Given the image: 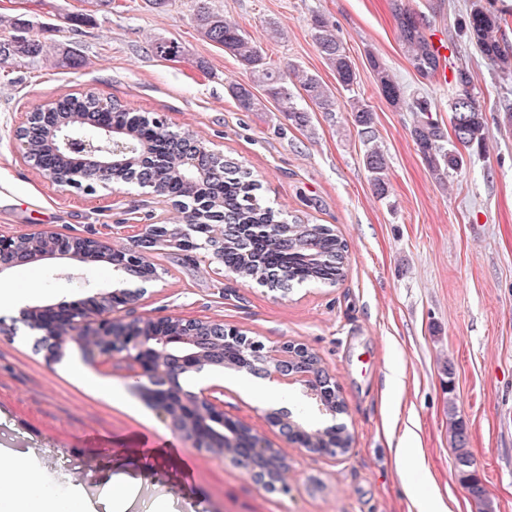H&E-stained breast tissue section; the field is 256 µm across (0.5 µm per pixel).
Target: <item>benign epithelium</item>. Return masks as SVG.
<instances>
[{"label": "benign epithelium", "mask_w": 512, "mask_h": 512, "mask_svg": "<svg viewBox=\"0 0 512 512\" xmlns=\"http://www.w3.org/2000/svg\"><path fill=\"white\" fill-rule=\"evenodd\" d=\"M42 116L41 112L29 113L15 134L22 158L34 167L36 149L30 130ZM88 125L98 129L97 138L81 136ZM48 127L50 140L59 147L62 163H67L75 150L87 157L81 179H72L64 167L52 175L54 183L83 191L93 190L97 183H112V145L122 144L126 132L114 130L110 124L100 125L89 115L57 116ZM163 228L174 233L182 226L146 225L142 235L126 248L128 265L113 262L112 245L96 237L66 236L50 230L0 236V272L38 260H83L103 250V262L113 270L151 281L157 278V271L146 255L163 241L164 236L160 235ZM139 296L138 290L110 289L97 294L91 308L85 300L77 299L26 309L22 320L36 327L37 348L49 360L58 361L66 351L77 349L90 361L110 360L117 355L131 361L136 366L137 388L151 396L172 432L192 442L193 447L212 459L230 460L264 487L288 493V481L284 479L288 464L279 449L269 447L250 425L224 413V402L214 396L218 387L193 391L180 383L190 372L216 367V358H224L225 350L247 342L246 334L219 321L181 316L145 315L128 321L121 312ZM252 346L260 355L273 356L275 360L251 365L247 372L286 385L336 389L318 356L307 346L288 340L270 348L262 342H254ZM265 420L299 444L306 438V431L284 409L267 412ZM228 428L234 430L230 438L224 437Z\"/></svg>", "instance_id": "7a95c632"}]
</instances>
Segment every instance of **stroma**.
Wrapping results in <instances>:
<instances>
[{"label": "stroma", "mask_w": 512, "mask_h": 512, "mask_svg": "<svg viewBox=\"0 0 512 512\" xmlns=\"http://www.w3.org/2000/svg\"><path fill=\"white\" fill-rule=\"evenodd\" d=\"M400 2L426 22L427 37L448 43L447 70L467 69L489 129L486 154L465 156L447 185L429 174L410 135L412 115L380 94L370 67L377 56L409 93L427 96L431 118L450 126L453 82L424 79L412 68L392 13ZM89 11L85 0H0V14L32 21L48 42L73 47L83 67L31 71L0 67V235L50 228L132 244L165 205L152 188L96 184L83 192L55 184L19 155L15 129L27 113L67 94L91 93L139 113L164 115L170 131L193 135L258 181L261 203L290 218L328 225L348 244L335 286L270 289L228 273L211 250L170 242L149 254L158 277H113L109 265L42 260L0 272V289H26L23 308L86 298L119 286L139 291L125 318L181 314L221 320L267 345L305 344L336 383L344 411L313 407L299 385L269 383L255 392L232 370L207 371L224 387V410L263 430L288 463L289 493L267 490L227 461L206 459L173 433L155 406L130 389L133 369L114 358L88 364L123 389L126 403L89 392L72 365L33 349L35 334L14 316L0 322V467L33 455L42 486L80 487L88 512H114L108 487L131 495L121 512H482L460 480L448 404L466 428L465 446L494 504L512 512V75L493 69L465 37L458 18L472 5L512 14L504 0H210L216 11L263 39L271 66L295 65L346 94L312 37L314 13L339 30L358 76L357 93L375 112L373 130L390 192L378 198L363 164L364 146L350 113L326 114L310 101L309 122H288L275 103L241 110L229 91L250 76L222 48L205 41L191 0L163 11L145 0H115ZM90 13L83 24L71 15ZM277 27L276 37L265 28ZM181 43L174 61L157 58L154 41ZM287 408L313 427L344 426L346 452H310L267 426Z\"/></svg>", "instance_id": "obj_1"}]
</instances>
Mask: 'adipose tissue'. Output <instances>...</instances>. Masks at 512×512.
<instances>
[{"label":"adipose tissue","mask_w":512,"mask_h":512,"mask_svg":"<svg viewBox=\"0 0 512 512\" xmlns=\"http://www.w3.org/2000/svg\"><path fill=\"white\" fill-rule=\"evenodd\" d=\"M25 474L31 476V483L16 484V475L10 470L0 471V512H73L80 493H73L69 502L60 504L46 499L39 491L34 478L38 476V464L35 460H27L21 465Z\"/></svg>","instance_id":"ef3b65f1"}]
</instances>
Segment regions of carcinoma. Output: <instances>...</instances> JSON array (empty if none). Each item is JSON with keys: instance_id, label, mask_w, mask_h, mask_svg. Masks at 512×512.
Masks as SVG:
<instances>
[{"instance_id": "carcinoma-1", "label": "carcinoma", "mask_w": 512, "mask_h": 512, "mask_svg": "<svg viewBox=\"0 0 512 512\" xmlns=\"http://www.w3.org/2000/svg\"><path fill=\"white\" fill-rule=\"evenodd\" d=\"M393 16L398 38L414 70L423 78L435 76L438 59L433 46L424 33V18L416 12L395 4ZM193 19L202 37L224 48L236 58L240 66L254 81L263 87L265 96L278 106L289 121L304 126L308 122L305 110L298 107L288 82L298 80L299 90L323 112H334L344 107L352 114L358 134L363 137L365 151L363 163L370 174L376 195L383 198L388 193L386 160L375 142L373 131L374 111L355 94L357 74L350 56L338 35L336 25L322 14L311 19L313 38L334 71L338 84L351 93L345 104L340 105L328 88L314 75L295 66L281 72L266 61L261 41L244 33L235 23L209 6V0H193ZM507 19L476 7L458 22L459 31L475 44L499 71L512 72V47L500 42L497 33ZM9 35L0 37V56L8 53L14 62L28 68L70 67L78 68L82 59L71 49L60 44H49L33 33L28 20L0 15V30ZM154 54L163 60H175L182 55V47L175 40H159L152 45ZM376 84L384 98L394 106H404L415 116L411 136L417 151L431 176L440 184L449 173L463 165L460 149L482 153L486 151L488 130L482 107L473 93L471 77L467 70L455 73L457 92L454 97L460 105L461 126H452L454 137L450 141L443 128L430 120L431 102L418 96L405 97L399 83L389 73L385 64L370 56ZM240 108L252 112L260 101L251 86L234 84L230 87ZM49 111L56 113H100L103 120H112L115 128L128 130L127 139L136 146V152L127 156L129 162L112 168V182L156 184V193L164 198L182 203L181 213L188 225L187 234H176L179 246L188 251L195 243L218 236L238 224H290L288 238L275 231L224 247V270L242 279L267 284L270 271L275 270L285 279V285L321 283L334 285L344 276L348 247L336 231L325 224H306L300 220L288 221L280 209L260 203L256 191L259 184L243 166L225 160L200 141L195 147L197 168L182 172L178 169L153 168L151 158L141 153L148 147L154 155L164 156L175 162L184 150V143L169 134L168 128L152 117L133 112L117 103L104 106L93 94L82 97H64ZM38 163L46 172L56 171L59 157L50 148L38 152ZM255 361V352L248 348H235L224 353V367L234 369Z\"/></svg>"}]
</instances>
